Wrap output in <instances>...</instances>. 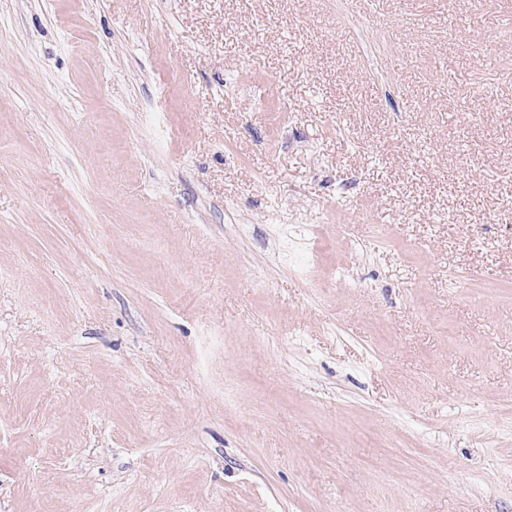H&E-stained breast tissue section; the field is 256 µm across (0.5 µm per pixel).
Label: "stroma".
Masks as SVG:
<instances>
[{
	"label": "stroma",
	"instance_id": "stroma-1",
	"mask_svg": "<svg viewBox=\"0 0 512 512\" xmlns=\"http://www.w3.org/2000/svg\"><path fill=\"white\" fill-rule=\"evenodd\" d=\"M2 33L0 512H512V0Z\"/></svg>",
	"mask_w": 512,
	"mask_h": 512
}]
</instances>
